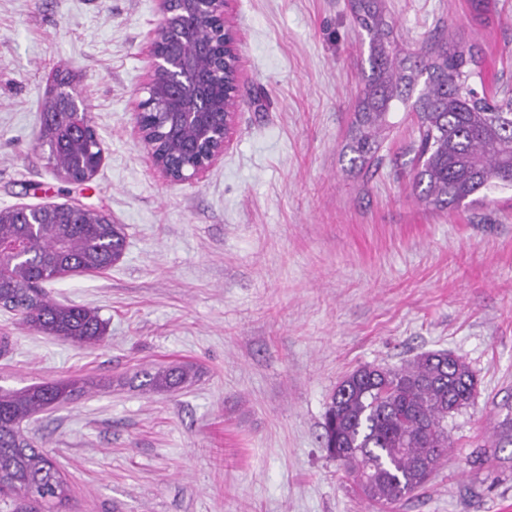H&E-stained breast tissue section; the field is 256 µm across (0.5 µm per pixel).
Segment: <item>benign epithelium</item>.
I'll return each instance as SVG.
<instances>
[{
	"instance_id": "1",
	"label": "benign epithelium",
	"mask_w": 512,
	"mask_h": 512,
	"mask_svg": "<svg viewBox=\"0 0 512 512\" xmlns=\"http://www.w3.org/2000/svg\"><path fill=\"white\" fill-rule=\"evenodd\" d=\"M230 0H159L160 21L148 51L146 96L136 104L138 138L156 173L168 182L200 178L224 155L234 127L230 96L240 84L238 36L228 20ZM206 26L217 39L197 45L189 57L162 45L172 36L192 40ZM197 127L198 138L159 152L149 117ZM193 157L183 164L182 157Z\"/></svg>"
}]
</instances>
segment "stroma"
Here are the masks:
<instances>
[{
    "label": "stroma",
    "instance_id": "stroma-1",
    "mask_svg": "<svg viewBox=\"0 0 512 512\" xmlns=\"http://www.w3.org/2000/svg\"><path fill=\"white\" fill-rule=\"evenodd\" d=\"M405 54L472 50V84L512 89V0H379ZM241 82L224 155L200 179L163 180L139 142L158 0H0V209L76 203L121 225L95 275L44 283L97 309L83 350L0 308V386L91 376L31 435L73 485L65 512H375L321 446L337 383L364 365L445 350L479 395L448 419L455 451L397 512L512 507V190L453 211L417 198L415 112L379 165L342 152L367 64L352 0H231ZM70 73L101 142L86 182L39 140L44 99ZM192 366L171 391L144 372Z\"/></svg>",
    "mask_w": 512,
    "mask_h": 512
}]
</instances>
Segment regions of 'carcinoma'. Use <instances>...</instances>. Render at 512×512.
Here are the masks:
<instances>
[{
    "label": "carcinoma",
    "mask_w": 512,
    "mask_h": 512,
    "mask_svg": "<svg viewBox=\"0 0 512 512\" xmlns=\"http://www.w3.org/2000/svg\"><path fill=\"white\" fill-rule=\"evenodd\" d=\"M354 16L369 43V69L362 72L355 123L345 145L351 168H363L380 148L400 108L418 117V198L438 210L486 201L512 188V100L475 99L466 65L469 50L444 46L400 57L393 25L378 0H354ZM41 144L57 171L73 179L94 174L101 155L85 114L41 116ZM26 246L17 259L13 246ZM124 235L116 224L86 212L70 222L54 210L48 223L19 222L0 210V308L19 316L28 329L93 349L106 326L97 312L51 300L42 284L72 273H98L117 262ZM193 377L188 365H169L143 374L141 386L170 390ZM474 371L445 351L420 354L399 368L361 367L334 391L322 425L321 444L353 477L363 498L392 512L424 488L428 462L447 459L454 448L448 416L472 404ZM93 379L53 381L23 389L0 388V497L13 512H57L73 490L54 458L26 435L23 424L61 406L75 393L93 389Z\"/></svg>",
    "instance_id": "1"
}]
</instances>
